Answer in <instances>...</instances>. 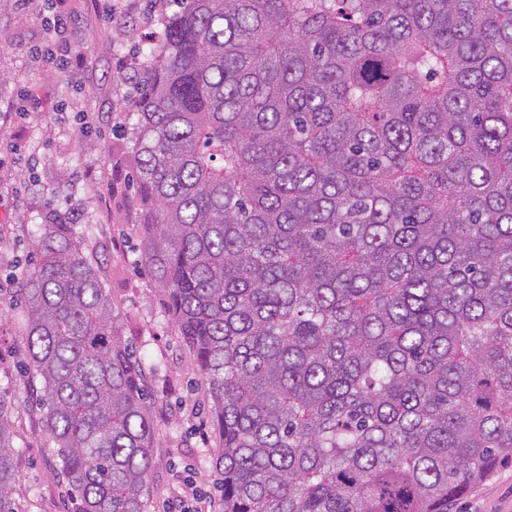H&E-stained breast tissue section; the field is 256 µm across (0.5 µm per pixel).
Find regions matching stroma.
Returning a JSON list of instances; mask_svg holds the SVG:
<instances>
[{
    "mask_svg": "<svg viewBox=\"0 0 512 512\" xmlns=\"http://www.w3.org/2000/svg\"><path fill=\"white\" fill-rule=\"evenodd\" d=\"M166 0H0V397L14 405L16 496L24 512H72L44 427V383L30 368L18 282L48 214L74 224L145 368L158 438L149 512L194 497L222 512L217 440L203 383L140 250L127 102L141 48ZM64 30L53 31L52 16ZM448 512H512V463L453 499Z\"/></svg>",
    "mask_w": 512,
    "mask_h": 512,
    "instance_id": "stroma-1",
    "label": "stroma"
}]
</instances>
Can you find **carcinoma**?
<instances>
[{
	"mask_svg": "<svg viewBox=\"0 0 512 512\" xmlns=\"http://www.w3.org/2000/svg\"><path fill=\"white\" fill-rule=\"evenodd\" d=\"M131 103L141 255L223 512H448L512 461V0H174ZM18 285L74 512H147L144 365L53 217ZM0 399V512L15 498Z\"/></svg>",
	"mask_w": 512,
	"mask_h": 512,
	"instance_id": "obj_1",
	"label": "carcinoma"
}]
</instances>
